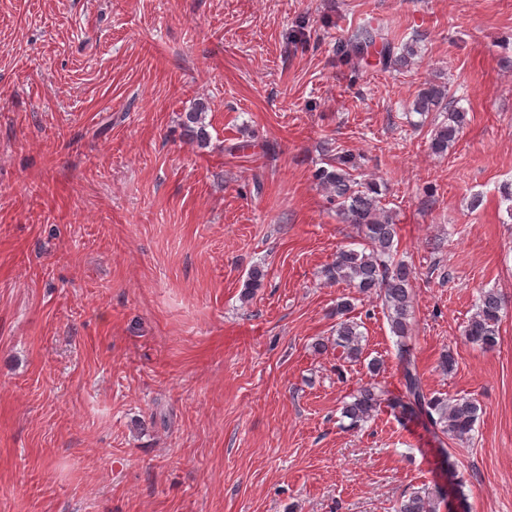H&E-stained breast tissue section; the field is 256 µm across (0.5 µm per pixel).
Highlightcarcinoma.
Masks as SVG:
<instances>
[{
	"label": "carcinoma",
	"instance_id": "cac0c4a2",
	"mask_svg": "<svg viewBox=\"0 0 512 512\" xmlns=\"http://www.w3.org/2000/svg\"><path fill=\"white\" fill-rule=\"evenodd\" d=\"M374 49L379 55V63L386 69L403 66L413 55L409 45L396 52L394 44L382 37L381 29L370 25L360 28L341 43L339 53L345 58H361ZM207 109V104L199 101L185 113L183 120L187 135L202 144L208 140L204 123ZM440 110L445 116L433 126L429 148L442 156L461 137L467 113L457 108L449 87L431 82L423 84L413 100L412 111L426 116ZM357 169L353 156L345 154L338 157L331 168H319L315 172V179L327 193L329 203L336 207V215L342 222L354 225L368 244L366 252L337 251L333 262L324 270V277L330 283H344L362 295L378 296L386 309L391 333L402 340L410 333L413 272L406 263L395 259L397 230L390 215L381 207L377 184L359 180ZM354 309L350 297H342L336 303L335 345L342 350L341 357L350 362L359 360L363 354L360 324L350 317ZM502 309L503 299L497 291L480 292L476 311L464 329L465 338L485 350L494 349L498 344ZM399 360L403 377L401 395L386 400L384 391L374 385L361 389L342 407L341 414L350 420V427L367 421L386 400L394 408L425 418L432 427L452 439L468 438L482 414L477 400L469 397L447 399L427 392L412 350L405 344L400 345ZM442 499L441 491L434 495H413L401 502L399 512H439Z\"/></svg>",
	"mask_w": 512,
	"mask_h": 512
}]
</instances>
